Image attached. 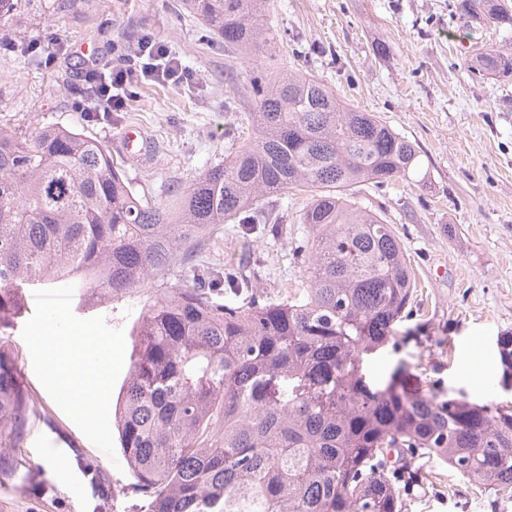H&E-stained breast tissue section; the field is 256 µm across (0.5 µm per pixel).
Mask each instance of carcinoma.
<instances>
[{"instance_id": "cac0c4a2", "label": "carcinoma", "mask_w": 512, "mask_h": 512, "mask_svg": "<svg viewBox=\"0 0 512 512\" xmlns=\"http://www.w3.org/2000/svg\"><path fill=\"white\" fill-rule=\"evenodd\" d=\"M184 2L244 60L224 93L246 106L252 138L163 204L135 190L91 135L1 125L0 326L36 286L110 303L188 265L221 224L277 233L264 200L312 188L298 296L273 303L229 271L203 272L140 315L115 424L147 512H402L398 484L418 480L423 455L512 491V405L422 390L402 363L381 385L364 373L396 342L413 280L392 225L354 189L415 174L419 152L317 79L263 67L260 52L276 40L269 0ZM461 10L512 26L507 0H461ZM469 69L478 80L512 77V50L479 52ZM221 287L249 299L216 304ZM27 403L0 346V472L23 441Z\"/></svg>"}]
</instances>
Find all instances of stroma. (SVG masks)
Segmentation results:
<instances>
[{"label": "stroma", "instance_id": "1", "mask_svg": "<svg viewBox=\"0 0 512 512\" xmlns=\"http://www.w3.org/2000/svg\"><path fill=\"white\" fill-rule=\"evenodd\" d=\"M459 0H271L268 26L288 45L276 69L309 74L347 107L379 115L422 159L418 174L355 198L395 228L416 288L400 341L365 366L386 379L406 363L420 386L482 403L512 402L502 385L497 338L512 333V79L476 80L470 58L512 44V29L462 16ZM201 17L183 0H16L0 16V40L38 44L27 53L0 47V125L76 128L104 141L133 186L160 201L186 189L249 139L240 103L226 99L238 60L208 44ZM165 43L189 72L187 83L129 87L117 112L91 111L88 58L112 60V48L144 36ZM385 45L377 55V45ZM138 126L156 144L129 157L123 134ZM306 193L270 198L280 232L224 224L196 250L192 265L165 273L166 286H188L195 270L232 269L279 302L306 285L295 248L309 236L301 217ZM155 289H136L101 306L73 301L81 319L103 318L131 334ZM31 310L0 329L29 396L20 459L0 473V512H138L129 469L77 428L37 379L22 338ZM67 460L51 472L49 458ZM418 482L402 491L403 512H512V495L477 488L436 459L417 460Z\"/></svg>", "mask_w": 512, "mask_h": 512}]
</instances>
